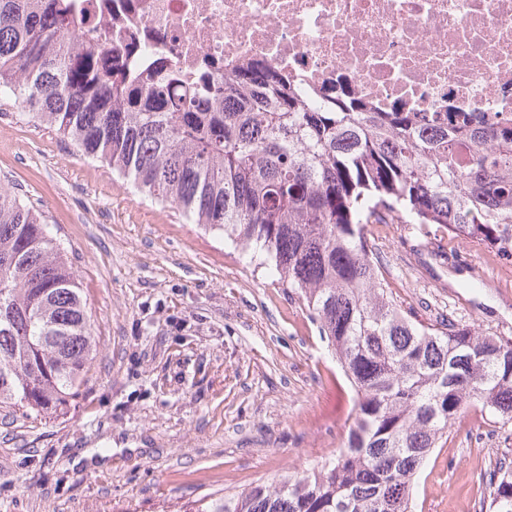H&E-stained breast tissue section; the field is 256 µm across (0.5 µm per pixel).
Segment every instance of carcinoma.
I'll use <instances>...</instances> for the list:
<instances>
[{
    "label": "carcinoma",
    "mask_w": 512,
    "mask_h": 512,
    "mask_svg": "<svg viewBox=\"0 0 512 512\" xmlns=\"http://www.w3.org/2000/svg\"><path fill=\"white\" fill-rule=\"evenodd\" d=\"M75 0H0V99L175 205L303 300L353 392L336 459L188 512H413L431 452L471 401L512 422V337L423 324L393 297L366 236L407 218L512 259V121L313 105L261 63L217 86L81 44ZM96 338L44 212L0 193V405L54 412L80 393ZM488 512H512V466Z\"/></svg>",
    "instance_id": "obj_1"
}]
</instances>
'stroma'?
<instances>
[{
	"mask_svg": "<svg viewBox=\"0 0 512 512\" xmlns=\"http://www.w3.org/2000/svg\"><path fill=\"white\" fill-rule=\"evenodd\" d=\"M1 190L39 203L72 250L97 354L66 409L0 407V512H184L335 458L348 388L297 295L12 99ZM366 235L423 323L449 313L512 337V262L435 224ZM502 461L512 424L468 407L417 479L415 512H482Z\"/></svg>",
	"mask_w": 512,
	"mask_h": 512,
	"instance_id": "stroma-1",
	"label": "stroma"
}]
</instances>
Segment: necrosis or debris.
<instances>
[{"instance_id":"4bbe7bcc","label":"necrosis or debris","mask_w":512,"mask_h":512,"mask_svg":"<svg viewBox=\"0 0 512 512\" xmlns=\"http://www.w3.org/2000/svg\"><path fill=\"white\" fill-rule=\"evenodd\" d=\"M80 39L128 66L219 83L255 61L312 103L345 86L375 111L512 116V0H79Z\"/></svg>"}]
</instances>
